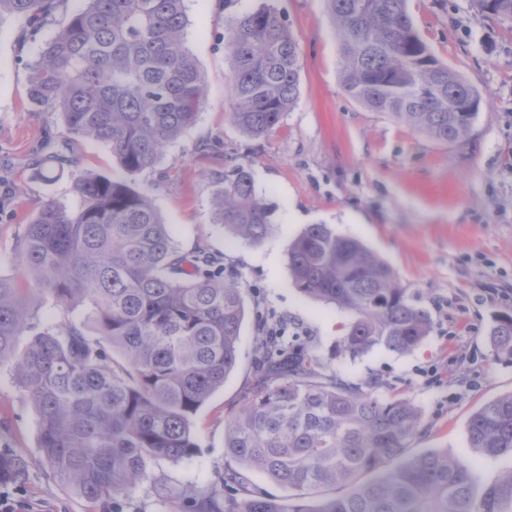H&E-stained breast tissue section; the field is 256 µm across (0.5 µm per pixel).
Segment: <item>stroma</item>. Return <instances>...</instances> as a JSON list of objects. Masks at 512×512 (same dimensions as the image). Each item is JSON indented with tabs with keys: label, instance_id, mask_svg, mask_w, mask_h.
Here are the masks:
<instances>
[{
	"label": "stroma",
	"instance_id": "stroma-1",
	"mask_svg": "<svg viewBox=\"0 0 512 512\" xmlns=\"http://www.w3.org/2000/svg\"><path fill=\"white\" fill-rule=\"evenodd\" d=\"M262 0H186L187 46L205 75L196 124L171 143L157 168L140 176L183 250L221 255L242 276L249 309L284 322L324 353L347 317L302 295L288 269L287 245L308 225L327 224L365 243L394 269L432 330L415 351L380 349L331 366L349 379L379 376L385 398L410 401L421 416L409 451L468 460L479 484L512 469V458H485L469 446L467 424L484 403L512 393V364L495 360L489 336L512 314V26L479 14L470 0H409L433 54L481 93L470 136L444 145L370 112L342 87L340 42L323 0H274L300 51L296 106L267 136L252 139L232 122L224 52L226 18ZM24 21H0V274L37 207H73L72 172L35 179L41 146L67 147L82 170L109 175L110 148L67 135L56 115L27 97L32 45ZM243 163L257 192L276 206L277 230L257 245L211 221L212 173ZM259 331L246 321L237 367L194 418V454L151 464L128 497L86 502L38 461L37 417L12 372L0 368V448L27 457L26 479L0 486L31 512H179L178 492L205 488L224 467V418L254 383Z\"/></svg>",
	"mask_w": 512,
	"mask_h": 512
}]
</instances>
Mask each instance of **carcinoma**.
I'll use <instances>...</instances> for the list:
<instances>
[{
	"mask_svg": "<svg viewBox=\"0 0 512 512\" xmlns=\"http://www.w3.org/2000/svg\"><path fill=\"white\" fill-rule=\"evenodd\" d=\"M324 2L351 99L434 141L467 139L459 109L480 94L434 56L408 0ZM471 2L512 22V0ZM71 3L67 24L37 40ZM7 16L32 25L30 103L57 115L69 136L107 145L119 172L79 173L75 207L45 201L26 224L16 275L0 276V367L36 412L40 461L89 502L128 496L149 463L192 455L193 418L239 361L240 275L214 253L182 251L137 185L196 123L204 74L186 46L185 0H0V21ZM224 51L231 120L261 138L300 96L296 41L266 0L225 20ZM43 148L33 172L41 181L77 164L49 141ZM211 184L212 223L252 245L276 231L249 166L215 172ZM287 254L294 286L348 315L331 356L408 353L429 336V313L359 240L311 224ZM46 296L81 319L41 324ZM255 321V385L224 420L229 463L209 487L183 492L187 512H512V469L480 488L462 459L408 456L420 426L411 402L381 397L378 377L346 380L314 345L262 314ZM490 345L512 361V316L497 318ZM467 431L478 454L512 456V394L482 405ZM28 465L0 448V484L23 481ZM254 471L288 494L255 488Z\"/></svg>",
	"mask_w": 512,
	"mask_h": 512,
	"instance_id": "obj_1",
	"label": "carcinoma"
}]
</instances>
